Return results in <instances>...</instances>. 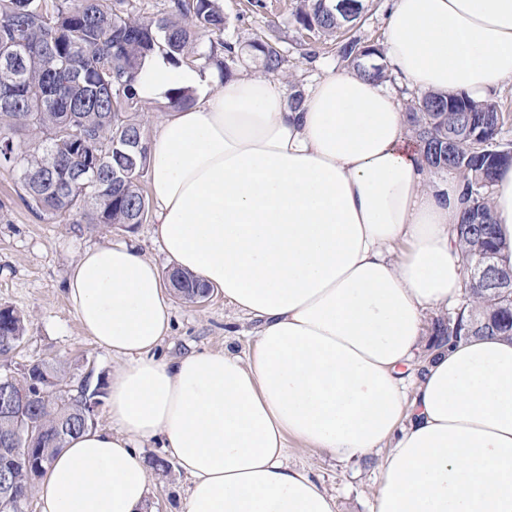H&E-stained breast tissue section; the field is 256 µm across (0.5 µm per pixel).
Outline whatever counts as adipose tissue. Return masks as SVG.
<instances>
[{
    "instance_id": "adipose-tissue-1",
    "label": "adipose tissue",
    "mask_w": 512,
    "mask_h": 512,
    "mask_svg": "<svg viewBox=\"0 0 512 512\" xmlns=\"http://www.w3.org/2000/svg\"><path fill=\"white\" fill-rule=\"evenodd\" d=\"M384 57L420 93L484 101L512 81V0H390ZM178 89L150 140L154 234L176 268L255 320L241 355L156 351L171 306L128 241L84 251L67 298L119 358L109 428L71 438L37 488L40 512H141L143 442L190 477L185 512H337L289 440L344 461L385 449L372 512H512V342L430 347L425 317L459 305L464 182L423 159L401 102L351 68L287 107L270 79L218 88L147 57L141 100ZM492 219L512 265V167Z\"/></svg>"
}]
</instances>
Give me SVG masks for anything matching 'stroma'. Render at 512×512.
<instances>
[{"instance_id": "1", "label": "stroma", "mask_w": 512, "mask_h": 512, "mask_svg": "<svg viewBox=\"0 0 512 512\" xmlns=\"http://www.w3.org/2000/svg\"><path fill=\"white\" fill-rule=\"evenodd\" d=\"M300 0H223L228 24L223 38L234 45L237 60L232 73L247 70L262 74L259 60L249 55L253 40L275 42L288 60L287 74L279 78L280 87L295 83L304 89L329 67L339 66L336 43L316 32L299 28L293 13ZM360 19L343 37L366 44L382 43L388 0H363ZM315 58H307V51ZM141 252L151 259L160 273L171 264L154 239V224L133 225ZM123 226L81 229L77 225L32 214L20 200L14 180L0 169V304L12 306L27 320V332L12 354L16 365L42 361L60 362L71 386L86 379L110 375L116 366L81 329L65 295L64 284L72 262L86 248L123 237ZM172 328L157 354L172 357L192 351L224 349L243 353L251 341L254 324L224 302L221 290H214L203 303L170 299ZM151 463L149 508L151 512H181L189 479L176 461L168 460L157 444L142 450ZM382 452L370 460L341 462L326 451L292 443L288 463L303 467L335 493L339 512H369L378 486Z\"/></svg>"}]
</instances>
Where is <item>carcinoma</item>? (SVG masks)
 Instances as JSON below:
<instances>
[{
  "label": "carcinoma",
  "mask_w": 512,
  "mask_h": 512,
  "mask_svg": "<svg viewBox=\"0 0 512 512\" xmlns=\"http://www.w3.org/2000/svg\"><path fill=\"white\" fill-rule=\"evenodd\" d=\"M341 20L333 0H302L294 14L299 27L324 37L336 35ZM225 26L215 0H169L156 17L140 15L134 0H0V169L14 174L25 206L39 218L93 229L143 223L149 215L141 186L149 169L148 136L137 119L135 91L142 61L159 53L177 65L207 63L219 50L232 58L235 48L222 38ZM200 31L217 36L207 54L194 51ZM250 48L266 73L285 72L277 44L256 40ZM338 56L376 82L387 78L384 65L364 64L383 57L378 45L341 42ZM408 111L426 163L466 181L468 206L457 227L466 269L481 254L496 262L501 242L491 222L492 186L497 171L509 166L494 161L496 153L508 151L498 141L502 116L491 104L436 93L413 97ZM136 139L142 148L132 159L126 144ZM448 141L449 157L441 151ZM499 273L505 282L500 288L466 282L469 310L434 321L431 345L462 336L512 337V270L501 267ZM171 285L191 303L210 289L177 269ZM25 333L24 317L0 305V353L17 347ZM12 372L17 384H31L46 396L31 411L39 432L34 444L0 411V469L15 468L23 502L67 441L94 426L90 406L100 403L106 383L100 379L75 392L50 362ZM14 448L31 449L30 466Z\"/></svg>",
  "instance_id": "carcinoma-1"
}]
</instances>
